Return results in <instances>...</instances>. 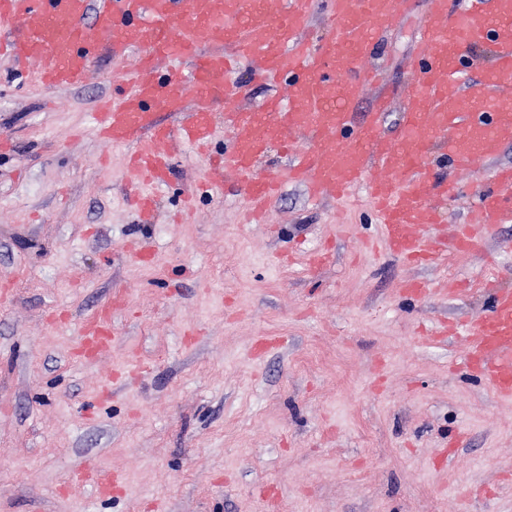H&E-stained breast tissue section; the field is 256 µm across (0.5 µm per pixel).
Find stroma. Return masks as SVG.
I'll return each mask as SVG.
<instances>
[{"instance_id": "obj_1", "label": "stroma", "mask_w": 512, "mask_h": 512, "mask_svg": "<svg viewBox=\"0 0 512 512\" xmlns=\"http://www.w3.org/2000/svg\"><path fill=\"white\" fill-rule=\"evenodd\" d=\"M426 10L409 0L376 39L388 136ZM135 61L44 91L0 59V512H512V398L470 376L461 338L422 333L512 291V223L413 266L380 242L363 185L334 202L284 185L247 224L228 174L185 213L206 167L186 145L140 223L144 188L95 130ZM428 160L459 183L449 235L512 144L470 173L440 145ZM411 279L432 293H403ZM121 297L110 348L73 359L78 323ZM260 335L288 343L258 360ZM88 463L122 473L111 496L72 483Z\"/></svg>"}]
</instances>
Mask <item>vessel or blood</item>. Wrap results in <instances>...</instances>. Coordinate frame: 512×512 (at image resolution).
<instances>
[{
    "label": "vessel or blood",
    "instance_id": "obj_1",
    "mask_svg": "<svg viewBox=\"0 0 512 512\" xmlns=\"http://www.w3.org/2000/svg\"><path fill=\"white\" fill-rule=\"evenodd\" d=\"M405 0H0V57L18 78L39 87L78 88L102 54L140 51L125 75L127 90L101 105L98 133L113 147H130L131 180L164 182L181 143L207 150L215 134L214 108L243 91L231 75L248 62L261 81L284 87L258 110L228 112L221 158L195 187L210 193L232 174L246 201L244 216L262 220L284 182L305 184L312 200L345 197L367 184L380 232L393 253L435 261L426 236L438 224L435 197L458 185L427 164L432 137L448 144L457 170L475 168L512 143V0H429L414 56L418 78L396 136L376 120L388 103L377 99L374 119L354 112L378 77L368 61L375 33ZM327 11L336 36L321 44L307 33L313 15ZM495 50L492 68L469 74L478 44ZM188 63V72L162 74L163 65ZM173 112L171 126L157 116ZM289 158L278 175L259 172L271 145ZM512 220V167L498 170L456 237V251L475 248L488 224ZM82 345L103 351L111 336L105 312L85 320ZM466 368L500 395L512 397V291L495 293L487 314L464 336Z\"/></svg>",
    "mask_w": 512,
    "mask_h": 512
}]
</instances>
